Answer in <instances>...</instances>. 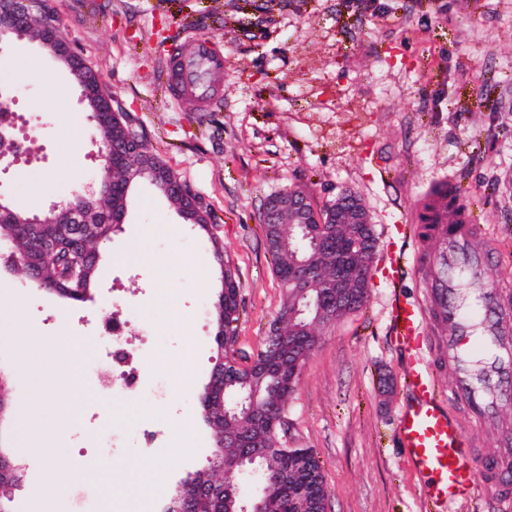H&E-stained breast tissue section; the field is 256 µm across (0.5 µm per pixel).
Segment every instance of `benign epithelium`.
<instances>
[{
  "label": "benign epithelium",
  "mask_w": 512,
  "mask_h": 512,
  "mask_svg": "<svg viewBox=\"0 0 512 512\" xmlns=\"http://www.w3.org/2000/svg\"><path fill=\"white\" fill-rule=\"evenodd\" d=\"M36 0H0V42L6 37L38 44L52 58L66 66L72 81L81 89L80 102L89 112V119L105 134L98 148V157L113 168L125 173L121 183L102 186L89 185L88 192L77 196V203L53 204L49 214L40 217L19 210L0 194V222L25 226L32 249L14 253L7 262L23 270L37 283L41 267L52 261L58 250L82 252L81 245L88 240L104 241L111 238L115 228L124 223L128 210V195L133 181L145 180L160 188L167 196L179 198V215L189 224H207L209 218L201 200L187 190L177 176L158 164L145 150L142 140L125 117L115 112L111 99L103 91L96 71L85 66L70 50L59 27L51 21L40 25L38 33L31 30ZM18 88L0 83V165L10 167L16 162L15 126L10 118L9 102ZM109 195L122 205L112 208L110 220L94 224L89 220L88 207L98 196ZM294 216L296 223L306 225L307 237L318 254L336 258V276L322 275L320 267L309 258H291L288 261L293 277L291 284L299 292L301 302L288 311V322L294 325L290 334L291 345L305 352L315 328L331 324L340 311L359 305L366 294L359 287L370 288L369 269L373 254L370 240V219L365 206L353 193H345L327 207L325 224H358L359 232L351 238H341L324 224L315 225L317 212L306 193L283 190L265 202L263 221L277 224L284 215ZM235 466L252 470L259 479H266L263 462L248 451Z\"/></svg>",
  "instance_id": "obj_1"
}]
</instances>
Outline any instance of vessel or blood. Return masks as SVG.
Returning <instances> with one entry per match:
<instances>
[{"instance_id":"vessel-or-blood-1","label":"vessel or blood","mask_w":512,"mask_h":512,"mask_svg":"<svg viewBox=\"0 0 512 512\" xmlns=\"http://www.w3.org/2000/svg\"><path fill=\"white\" fill-rule=\"evenodd\" d=\"M160 77L179 111L209 112L224 104V58L211 40H196L189 54L170 44L162 53ZM449 207L457 210L452 224L445 220ZM424 220L433 224L436 244L429 270L405 250L390 261L393 277L422 275L426 289L424 303H399L393 311L395 339L409 353L408 398L399 426L403 445L409 462L431 474V499L453 507L486 492L493 512H512V460L477 461L454 416L461 405L489 420L512 407V308L485 282L486 268L498 254L485 247L486 225L459 206L451 186H437L421 197L405 221L409 238H416ZM432 321L449 331L444 346L455 361L456 378L446 387L425 344Z\"/></svg>"}]
</instances>
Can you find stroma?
<instances>
[{"mask_svg": "<svg viewBox=\"0 0 512 512\" xmlns=\"http://www.w3.org/2000/svg\"><path fill=\"white\" fill-rule=\"evenodd\" d=\"M72 52L94 69L115 111L127 116L150 152L210 209L214 236L183 223L147 182L135 185L123 224L101 245L99 274L85 301L40 287L0 260V290L24 297L23 322L41 335L90 341L102 316L120 309L143 352L138 392L112 395L82 378L67 396L73 411L41 405L37 379L54 372L53 355L34 359L36 375L15 374L16 346L0 337V378L7 410L0 452L23 468L15 512H31L30 489L47 460L72 469L88 453L95 472L159 461L168 473L152 498L162 512L172 489L206 467L214 440L200 397L217 357L213 304L220 261L239 284V319L231 355L251 364L284 306L262 211L286 189L310 195L315 211L355 193L373 224L376 248L364 304L321 329L293 393L277 443L312 449L328 494L327 512H442L427 495L428 477L407 459L399 432L407 354L390 334L395 300L421 302L414 278L393 282L401 224L430 185H456L462 201L494 232L502 254L488 285L512 297V0H48ZM213 40L224 55V109L179 112L158 83L165 46L188 50ZM0 81L21 87L12 103L30 142L28 160L0 170V193L31 214L48 213L96 177L97 138L63 65L34 43L0 52ZM56 87L54 110L42 104ZM177 224L157 234L154 265L121 261L138 230ZM223 258H216L213 240ZM195 384L173 385L188 351ZM34 404L37 426L26 421ZM186 413L194 446L186 454L142 447L147 426L170 429L171 409ZM48 442L49 455L28 445Z\"/></svg>", "mask_w": 512, "mask_h": 512, "instance_id": "obj_1", "label": "stroma"}]
</instances>
